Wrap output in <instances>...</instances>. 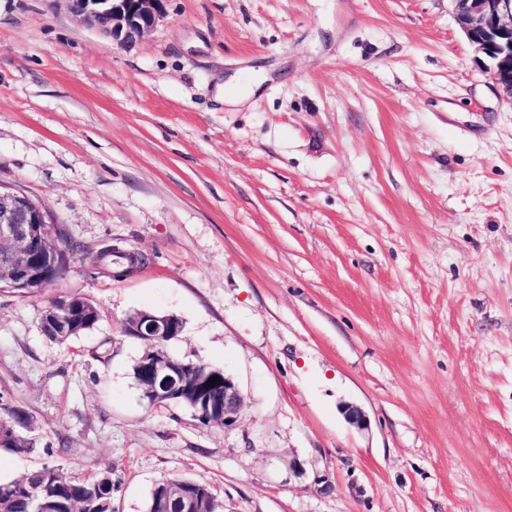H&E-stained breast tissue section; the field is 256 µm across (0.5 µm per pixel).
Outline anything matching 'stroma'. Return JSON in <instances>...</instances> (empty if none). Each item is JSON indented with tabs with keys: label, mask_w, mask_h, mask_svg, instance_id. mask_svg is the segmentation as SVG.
Wrapping results in <instances>:
<instances>
[{
	"label": "stroma",
	"mask_w": 512,
	"mask_h": 512,
	"mask_svg": "<svg viewBox=\"0 0 512 512\" xmlns=\"http://www.w3.org/2000/svg\"><path fill=\"white\" fill-rule=\"evenodd\" d=\"M0 183L79 246L56 287L0 290V404L35 421L0 481L108 469L114 512L181 478L218 512H512V94L453 0H167L126 47L0 0ZM110 247L144 262L88 264ZM72 294L101 319L50 342ZM142 309L234 379L235 427L141 400ZM57 299L56 304L50 305L47 308V312L44 313V324L46 326L53 325L55 328L63 329V330H71L77 335V332L80 330L83 321H80L79 318L76 317L79 311H94V306L91 304V301L85 297L79 295H70ZM99 320V310L96 307V313L86 322L87 328L79 331V333L85 331L88 332L93 329L96 323ZM44 332L47 334V337L55 342L64 343L72 338H76L78 336H74L71 333H64L62 331H58L54 328H45Z\"/></svg>",
	"instance_id": "1"
}]
</instances>
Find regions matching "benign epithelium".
<instances>
[{
    "mask_svg": "<svg viewBox=\"0 0 512 512\" xmlns=\"http://www.w3.org/2000/svg\"><path fill=\"white\" fill-rule=\"evenodd\" d=\"M80 23L127 46L142 39L165 15V0H66ZM458 22L476 54L488 62L495 81L512 93V0H453ZM55 221L45 205L22 190L0 184V288L31 293L52 288L71 264L54 231ZM92 311L91 301L79 295L57 299L44 313V324L78 332L80 311ZM126 335L141 341L137 360L141 399L150 406L178 403L189 407L202 425L237 424L242 397L234 380L211 368L195 375V362L167 351L181 333L171 314L140 310L125 323ZM219 377L218 382L208 380ZM224 389V401L213 392ZM216 512V495L208 491H179L157 498L156 512Z\"/></svg>",
    "mask_w": 512,
    "mask_h": 512,
    "instance_id": "1",
    "label": "benign epithelium"
}]
</instances>
